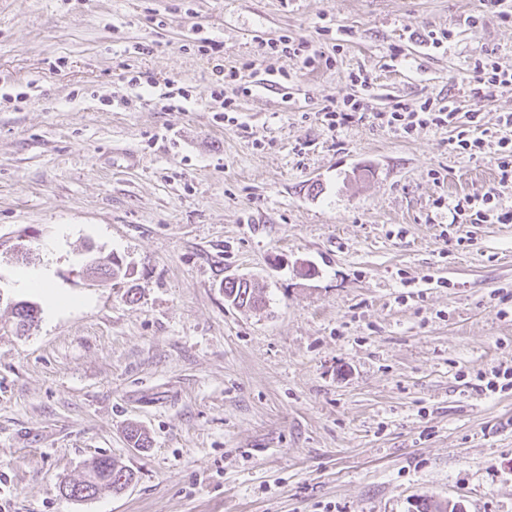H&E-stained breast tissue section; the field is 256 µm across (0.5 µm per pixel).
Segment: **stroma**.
<instances>
[{
    "instance_id": "35a3bbf8",
    "label": "stroma",
    "mask_w": 512,
    "mask_h": 512,
    "mask_svg": "<svg viewBox=\"0 0 512 512\" xmlns=\"http://www.w3.org/2000/svg\"><path fill=\"white\" fill-rule=\"evenodd\" d=\"M283 35L325 63L265 57ZM485 52L512 70L479 0H0V512H512V387H476L512 368V223L437 203L496 163L448 126L321 115L453 99L494 126L512 89L470 98ZM248 61L281 79L245 74L225 120L214 66ZM112 253L129 279L82 275ZM241 276L262 310L225 300ZM101 457L133 482L66 496ZM20 281L28 288L41 290L45 294L46 300L51 307L58 308L60 305L55 293L52 291L46 270L36 269L28 271L22 275Z\"/></svg>"
}]
</instances>
